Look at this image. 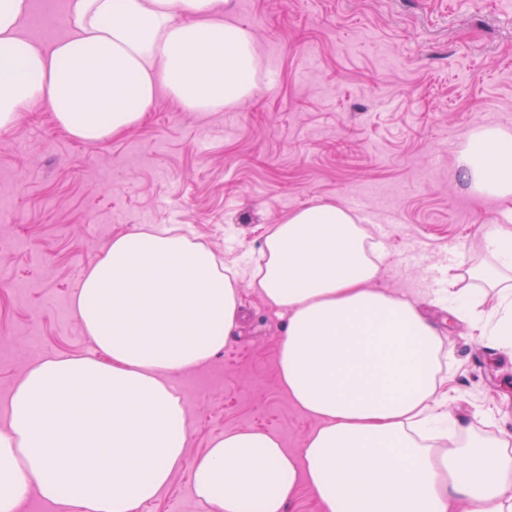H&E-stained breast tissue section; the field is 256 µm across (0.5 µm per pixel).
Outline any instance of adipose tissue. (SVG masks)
Wrapping results in <instances>:
<instances>
[{"instance_id": "adipose-tissue-1", "label": "adipose tissue", "mask_w": 512, "mask_h": 512, "mask_svg": "<svg viewBox=\"0 0 512 512\" xmlns=\"http://www.w3.org/2000/svg\"><path fill=\"white\" fill-rule=\"evenodd\" d=\"M30 0H0V130L40 104L82 143L141 125L158 94L221 112L261 77L253 32L225 0H70L67 35L44 48L22 31ZM457 166L479 196L512 199V129L468 132ZM493 262H459L442 298L512 347V225L483 224ZM342 204L312 202L267 235L265 264L224 273L215 253L170 229L113 237L72 309L99 357L33 364L0 430V512L29 493L76 512H138L189 468L213 512H285L299 486L321 512H512V454L443 429V340L415 299L375 287L380 265ZM249 280L286 316L283 389L318 421L300 452L253 430L187 459V414L171 376L224 347Z\"/></svg>"}]
</instances>
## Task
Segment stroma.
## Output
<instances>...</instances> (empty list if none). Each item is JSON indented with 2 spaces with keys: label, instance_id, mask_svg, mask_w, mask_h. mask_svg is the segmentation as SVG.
I'll return each mask as SVG.
<instances>
[{
  "label": "stroma",
  "instance_id": "obj_1",
  "mask_svg": "<svg viewBox=\"0 0 512 512\" xmlns=\"http://www.w3.org/2000/svg\"><path fill=\"white\" fill-rule=\"evenodd\" d=\"M229 14L266 63L238 106L186 112L162 94L143 125L84 144L38 105L0 132V424L33 363L96 355L70 310L113 236L181 226L244 261L289 212L336 201L379 236V287L423 300L441 329L457 442L512 446V352L438 303L449 266L489 260L478 225L512 210L470 192L455 168L474 126L512 128V0H230ZM243 295L238 332L176 380L191 459L241 429L296 452L317 425L280 384L284 318ZM138 512L208 507L184 470Z\"/></svg>",
  "mask_w": 512,
  "mask_h": 512
}]
</instances>
